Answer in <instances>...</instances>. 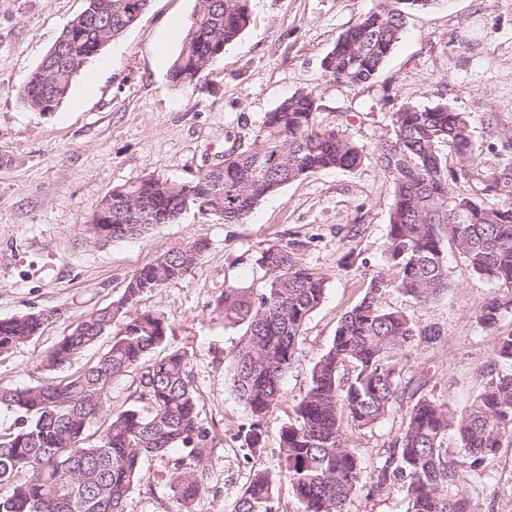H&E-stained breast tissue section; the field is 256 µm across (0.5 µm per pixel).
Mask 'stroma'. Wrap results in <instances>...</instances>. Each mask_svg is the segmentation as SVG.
Returning <instances> with one entry per match:
<instances>
[{
  "label": "stroma",
  "mask_w": 512,
  "mask_h": 512,
  "mask_svg": "<svg viewBox=\"0 0 512 512\" xmlns=\"http://www.w3.org/2000/svg\"><path fill=\"white\" fill-rule=\"evenodd\" d=\"M378 0H248L250 24L225 45L209 76L176 84L177 56L195 0H149L138 21L79 75L66 101L35 112L17 93L85 0H0V319L49 312L41 334L0 354V388L64 382L92 365L111 341L103 336L70 365L40 362L95 311L118 300L128 279L167 250L205 241L192 269L143 294L130 313L163 314L165 345L185 352L199 420L215 436L193 512H232L254 470H276L278 432L294 419L313 362L329 347L344 313L372 276L387 272L385 243L393 201L390 179L375 161L318 172L267 196L240 224L189 209L170 224L123 241L89 242L86 226L113 189L147 177L195 179L221 163L226 149L248 144L264 115L294 92H312L323 124L373 148L391 134L405 103H448L473 129L477 161L503 162L512 133V0H434L409 11L405 32L379 75L353 86L328 81L324 60L340 35ZM165 56L158 64L157 56ZM302 243V259L327 279L320 305L306 320L300 354L283 379L284 398L263 422L259 447L238 438L249 417L233 387L231 356L244 326L225 321L218 301L234 282L262 292L257 264L267 245ZM449 289L420 305L397 290L386 306L441 329L440 340L404 360L421 394L461 410L491 370L494 340L474 311L492 288L446 245ZM401 413L354 431L350 446L375 460L399 432ZM179 450L149 456L123 512H177L168 475ZM486 481L469 489L473 512H512V445L489 464ZM363 488L347 512H405L399 486Z\"/></svg>",
  "instance_id": "obj_1"
}]
</instances>
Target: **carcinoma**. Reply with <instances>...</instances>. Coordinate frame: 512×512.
Returning <instances> with one entry per match:
<instances>
[{
    "label": "carcinoma",
    "instance_id": "carcinoma-1",
    "mask_svg": "<svg viewBox=\"0 0 512 512\" xmlns=\"http://www.w3.org/2000/svg\"><path fill=\"white\" fill-rule=\"evenodd\" d=\"M121 0H87L86 9L61 32L37 70L18 86L22 101L41 112L68 97L74 79L96 58L91 47L114 40L136 21ZM248 0H196L182 47L169 75L193 83L214 64L215 46L236 40L248 27ZM429 0H379L329 53L326 77L361 85L373 80L402 38L406 13ZM318 104L297 91L265 115L246 148L230 147L233 160L210 171L222 197L226 224H238L281 186L326 170H353L377 156L393 184L386 259L391 274L371 278L364 296L342 317L331 346L317 359L310 385L296 405L294 422L278 436L275 472L254 471L234 512H275L277 482H288L304 512H345L361 489L363 461L350 448L347 432L366 428L414 397L398 434L373 463L370 492L399 484L406 512H471L465 489L487 473L490 460L512 441V332H499L512 313V163L484 168L476 162L466 115L444 102L403 104L392 114L393 136L371 149L336 128L317 122ZM456 167L448 168V155ZM465 189H459V185ZM186 185L154 177L112 190L109 198L138 193L151 209L141 222L112 225L114 241L170 224ZM451 241L470 270L498 286L476 309L477 325L494 338L492 369L484 389L458 414L448 404L416 397L405 380L403 358L440 330L421 326L383 302L393 288L427 304L449 288L443 239ZM298 244H269L259 265L267 288L254 294L224 285V318L245 325L233 355V386L251 422L239 431L242 445L257 447L262 422L283 396L281 381L299 354L303 326L321 303L327 278L302 262ZM163 265L148 264L128 280L122 297L83 320L51 350L46 367L70 363L111 328L115 315L138 299L139 286L159 288L184 276L195 255L183 247L164 253ZM163 317L128 316L108 350L91 367L62 383L0 389V405L16 415V430L0 435V512H122L141 479L144 458L173 448L189 449L193 465L178 461L171 473L180 512H192L202 492L199 476L214 436L198 418V399L185 354L172 350L144 366L161 347ZM43 325L28 313L0 320V354L39 334ZM141 369L138 400L143 408L111 415L99 439L87 442L91 422L106 411L112 381ZM461 457H451L448 432Z\"/></svg>",
    "mask_w": 512,
    "mask_h": 512
}]
</instances>
